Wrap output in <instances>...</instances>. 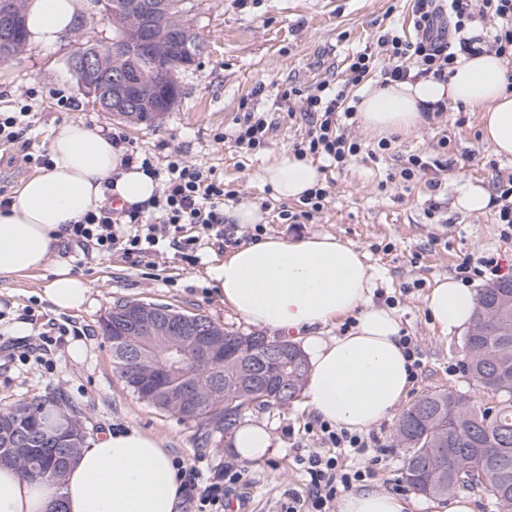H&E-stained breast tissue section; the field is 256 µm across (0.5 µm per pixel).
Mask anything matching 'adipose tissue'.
Instances as JSON below:
<instances>
[{"mask_svg": "<svg viewBox=\"0 0 512 512\" xmlns=\"http://www.w3.org/2000/svg\"><path fill=\"white\" fill-rule=\"evenodd\" d=\"M87 0H28L31 45L60 46L75 31ZM506 61L487 53L459 58L448 82L420 80L366 89L358 104L365 129L402 134L417 127L423 102L448 100L480 112L484 141L493 153L512 156V85ZM50 168L28 178L8 209H0V279L49 270L44 298L60 310L80 309L91 284L51 257L67 225L107 201L139 208L151 203L157 183L138 163L124 164L122 147L81 121L56 125ZM258 180L281 200L301 199L320 179L310 158L281 152ZM208 278L218 298L247 321L296 334L310 356L306 404L321 419L352 432L391 417L410 382L397 313L373 304L372 273L361 250L341 238L298 240L267 236L243 245L213 265ZM476 294L444 279L425 297L428 316L442 332L467 330ZM351 316L344 335L323 337L317 328ZM244 462L273 455L277 442L266 427L250 423L232 436ZM182 501L172 458L159 438L135 427L112 430L84 443L61 481L22 478L0 466V512H178ZM400 498L363 488L349 493L340 512H405Z\"/></svg>", "mask_w": 512, "mask_h": 512, "instance_id": "ef3b65f1", "label": "adipose tissue"}]
</instances>
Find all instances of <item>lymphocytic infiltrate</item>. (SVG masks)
I'll return each mask as SVG.
<instances>
[{"instance_id":"lymphocytic-infiltrate-1","label":"lymphocytic infiltrate","mask_w":512,"mask_h":512,"mask_svg":"<svg viewBox=\"0 0 512 512\" xmlns=\"http://www.w3.org/2000/svg\"><path fill=\"white\" fill-rule=\"evenodd\" d=\"M412 14L418 32L410 40L396 31L379 36L376 49H364L349 59L345 72L348 85L357 86L375 70V52H384L388 62L379 69L382 85L394 82L434 79L447 81L458 55L470 57L488 52L512 57V0H413ZM498 19L494 33L476 27L479 18ZM288 95L302 99L301 110L309 123L305 138L294 146L298 156H318L343 166L361 152V145L341 130L343 120L352 119L354 106L343 91L320 83L310 93L291 87ZM28 106L19 112L0 113V141L16 145L23 161L49 165L47 154L36 155L25 137L22 119ZM143 171L160 180L162 191L153 206L162 213L161 224L144 222L139 209L114 214L110 208L88 213L70 225L68 236L80 243L91 242L101 253L122 251L131 265H141L160 236L170 237L174 249L185 259L197 252L199 239L183 235L184 225L198 224L204 231L224 236V182L214 173L203 172L179 157L157 166L151 157L140 159ZM294 461L307 476V494H289L280 512H332L342 491L371 477V470L340 471L338 460L316 452H298ZM176 477L187 503L194 512H224V501L236 486L247 480L246 470L234 462L222 470L205 474L200 461H176Z\"/></svg>"}]
</instances>
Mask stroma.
<instances>
[{
    "mask_svg": "<svg viewBox=\"0 0 512 512\" xmlns=\"http://www.w3.org/2000/svg\"><path fill=\"white\" fill-rule=\"evenodd\" d=\"M188 24L201 45L197 65L183 71V95L160 127L130 126L100 111L78 87L68 66L76 38L52 50L27 46L16 60H0V109L30 99L26 136L34 149H47L53 127L81 120L90 127L121 132L138 152L165 161L172 154L223 178L229 196L225 211L240 202L257 204L266 214L263 232L296 239L331 234L351 243L366 256L374 274L373 300L394 307L403 335L417 341L422 365L405 398L413 403L435 389H454L477 404L488 394L463 372L464 336L441 333L427 315L424 298L438 281L456 275L468 256L492 255L512 261V239H503L496 209L487 206L468 212L455 205L459 188L472 183L493 191L497 180L512 177V158L495 156L483 141L481 115L455 107L398 135L392 153L377 155L380 136L361 123L349 126V138L362 145L361 153L335 168L320 160L321 183L328 191L325 206L311 221L292 224L281 219L282 210L299 211L296 201L274 199L257 174L283 151L292 150L305 135L301 117H289L288 108H300L299 99L283 102L288 85L313 89L321 82L339 86L345 60L375 46L386 29L414 36L410 0H186ZM75 99V110L63 111L58 95ZM268 113L271 120L264 148L244 152L233 140L217 141L219 133L235 127L252 110ZM448 142V168L441 172V187L431 191L426 179L400 181L407 158L436 151ZM40 166L24 163L11 145H0V190L15 195ZM438 210H431V203ZM253 226L234 225L229 240L203 239L199 260L189 264L161 241L151 257V268L134 267L122 252L101 255L93 243L75 245L62 240L54 261L88 279L92 290L77 310L51 306L42 291L49 277L40 270L0 280V411L23 402H41L62 415H75L87 438L134 426L156 435L172 457L192 461L205 457L210 465L234 460L231 430H215L204 420L184 421L171 412L149 406L133 394L112 370L110 342L101 323L116 302L138 300L173 305L185 313L208 316L224 329L241 334L256 331V324L241 317L218 299L206 271L241 245L252 242ZM36 310V323L24 315ZM67 325L71 335L55 346L52 369L8 355L16 342H36L39 333ZM242 422L264 425L280 443L267 459L248 463L250 481L239 486L241 512H277L285 494H305L306 476L293 461L296 449L328 452L317 418L297 397L285 405L253 407ZM397 418L382 420L364 431V439L379 446L366 454H344L346 469L373 467L365 486L409 501L410 512H425L421 496L403 480L405 452L396 442ZM378 464H371V457Z\"/></svg>",
    "mask_w": 512,
    "mask_h": 512,
    "instance_id": "obj_1",
    "label": "stroma"
}]
</instances>
